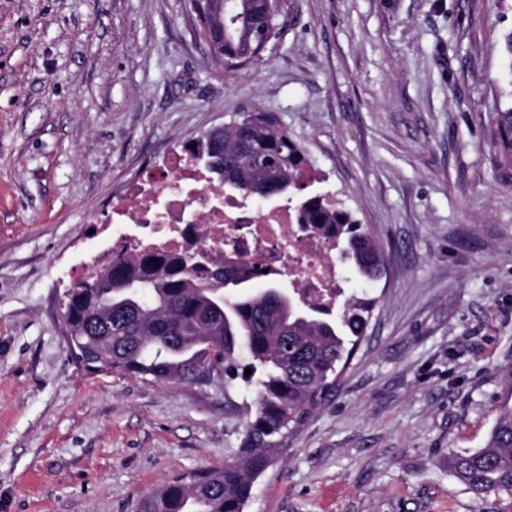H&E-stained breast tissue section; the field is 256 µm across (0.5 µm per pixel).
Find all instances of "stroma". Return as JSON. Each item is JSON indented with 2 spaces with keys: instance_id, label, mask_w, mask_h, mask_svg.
Wrapping results in <instances>:
<instances>
[{
  "instance_id": "35a3bbf8",
  "label": "stroma",
  "mask_w": 512,
  "mask_h": 512,
  "mask_svg": "<svg viewBox=\"0 0 512 512\" xmlns=\"http://www.w3.org/2000/svg\"><path fill=\"white\" fill-rule=\"evenodd\" d=\"M262 62L216 68L186 0H0V512H136L221 467L255 397L91 374L57 297L112 246V198L185 140L253 112L305 152L386 252L332 395L247 512H512L448 471L512 404V0H288ZM494 127V167L500 183L512 186V106L496 112Z\"/></svg>"
}]
</instances>
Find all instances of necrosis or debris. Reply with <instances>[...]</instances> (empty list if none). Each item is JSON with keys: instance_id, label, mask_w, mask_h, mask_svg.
<instances>
[{"instance_id": "obj_1", "label": "necrosis or debris", "mask_w": 512, "mask_h": 512, "mask_svg": "<svg viewBox=\"0 0 512 512\" xmlns=\"http://www.w3.org/2000/svg\"><path fill=\"white\" fill-rule=\"evenodd\" d=\"M112 222L114 252L154 245L177 251L193 242L217 261L275 272L323 308L338 302L334 240L298 223L288 202L260 205L226 193L185 153L115 197Z\"/></svg>"}]
</instances>
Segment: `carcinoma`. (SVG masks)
I'll list each match as a JSON object with an SVG mask.
<instances>
[{"label":"carcinoma","instance_id":"obj_1","mask_svg":"<svg viewBox=\"0 0 512 512\" xmlns=\"http://www.w3.org/2000/svg\"><path fill=\"white\" fill-rule=\"evenodd\" d=\"M257 0H238L236 22L222 41H213L212 60L231 71L246 51L262 57L259 44L278 40V17L263 16L266 34L254 16ZM494 167L512 186V107L494 117ZM183 149L216 162L213 180L248 198L286 200L298 223L311 224L336 241L341 261L354 274L377 281L386 269L383 245L350 211L325 193L303 194L297 175L307 164L299 145L276 116L253 112ZM105 280L84 278L64 292L63 314L72 355H85L84 368L107 367L158 383L192 382L205 364L224 366V388L240 380L255 386L240 447L218 469L176 477L148 495L137 512H246L257 479L278 458L285 434L296 430L333 387L364 335L375 300L351 295L338 314L298 291L286 302L270 290L278 280L254 268L221 270L209 261L191 263L179 250L145 248L107 258ZM256 280L265 287L254 289ZM230 282L238 293L224 311L215 291ZM248 352L252 374L238 362ZM448 470L478 498H512V407L501 409L486 444L448 453Z\"/></svg>","mask_w":512,"mask_h":512}]
</instances>
